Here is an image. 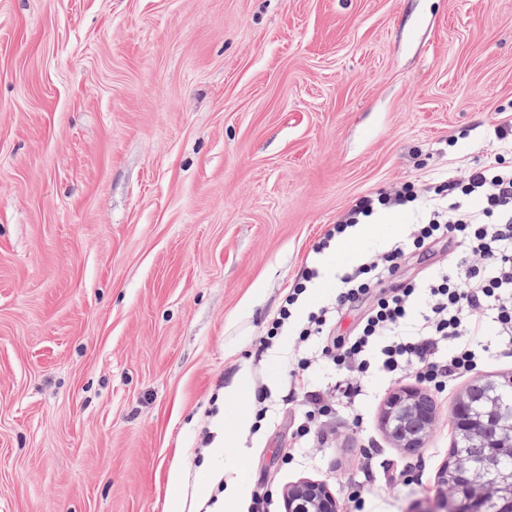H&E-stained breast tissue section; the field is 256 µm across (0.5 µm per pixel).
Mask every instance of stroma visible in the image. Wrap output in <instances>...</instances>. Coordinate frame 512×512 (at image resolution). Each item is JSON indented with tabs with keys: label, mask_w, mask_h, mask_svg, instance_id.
I'll return each mask as SVG.
<instances>
[{
	"label": "stroma",
	"mask_w": 512,
	"mask_h": 512,
	"mask_svg": "<svg viewBox=\"0 0 512 512\" xmlns=\"http://www.w3.org/2000/svg\"><path fill=\"white\" fill-rule=\"evenodd\" d=\"M510 122L512 0H0V512H203L221 478L273 512L303 480L435 501L466 382L408 452L371 376L286 465L296 343L257 339L306 261L305 310L333 297L312 249L355 199L464 175ZM259 378L276 421L202 446Z\"/></svg>",
	"instance_id": "obj_1"
}]
</instances>
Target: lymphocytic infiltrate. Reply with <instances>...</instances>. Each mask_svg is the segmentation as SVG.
<instances>
[{
  "label": "lymphocytic infiltrate",
  "instance_id": "1",
  "mask_svg": "<svg viewBox=\"0 0 512 512\" xmlns=\"http://www.w3.org/2000/svg\"><path fill=\"white\" fill-rule=\"evenodd\" d=\"M419 200L426 204L425 218L412 225L408 238L346 269L335 297L299 321L295 315L319 277L316 263H306L258 340L264 352L291 334L304 349L291 365L284 395L302 399L293 422L296 447L324 440L336 409L327 391L305 387L307 372L318 366L361 379L373 370L393 380L410 378L442 395L479 373L494 355L512 353V166L501 159L440 179L424 193L405 185L363 196L331 225L314 254L330 249L377 207ZM437 241L453 246L446 260L422 277L398 279L408 255ZM386 280L393 286L384 291L380 285ZM366 299L371 305L356 326L337 333V319ZM418 304L423 310L417 315ZM490 329L491 342L485 339Z\"/></svg>",
  "mask_w": 512,
  "mask_h": 512
}]
</instances>
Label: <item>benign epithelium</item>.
<instances>
[{
    "instance_id": "1",
    "label": "benign epithelium",
    "mask_w": 512,
    "mask_h": 512,
    "mask_svg": "<svg viewBox=\"0 0 512 512\" xmlns=\"http://www.w3.org/2000/svg\"><path fill=\"white\" fill-rule=\"evenodd\" d=\"M512 389V377L486 380L469 387L456 402L452 417L458 433L477 450L484 469L494 470L498 457L512 456V408L504 407L500 385ZM436 419L431 397L413 386H401L388 398L382 426L395 444L407 450L423 447ZM441 490L433 512H488L483 469L451 453L438 474ZM495 512H512V477L493 487ZM286 512H339L335 494L323 481H302L284 493Z\"/></svg>"
}]
</instances>
